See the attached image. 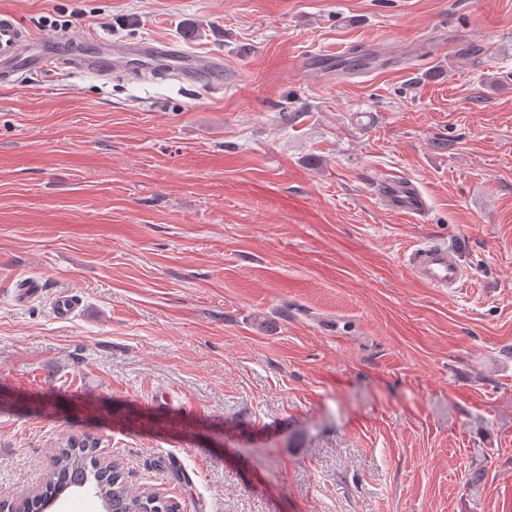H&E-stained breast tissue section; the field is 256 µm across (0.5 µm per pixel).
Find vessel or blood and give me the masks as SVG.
Wrapping results in <instances>:
<instances>
[{
    "label": "vessel or blood",
    "instance_id": "obj_1",
    "mask_svg": "<svg viewBox=\"0 0 512 512\" xmlns=\"http://www.w3.org/2000/svg\"><path fill=\"white\" fill-rule=\"evenodd\" d=\"M165 56L186 79L194 81L205 75L223 71L222 59L184 54L170 42L147 40L136 44H117L109 47L107 57L76 58L73 49L53 42H37L28 29L13 15L0 12V72L41 71L58 67L92 69L110 74L111 64L135 58L146 64L154 57ZM374 195L391 210L411 216L421 214L426 202L418 189L404 177H387L374 186ZM407 264L425 285L439 290L461 287L465 273L455 255L447 248L420 244L407 256Z\"/></svg>",
    "mask_w": 512,
    "mask_h": 512
}]
</instances>
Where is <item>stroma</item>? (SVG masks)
<instances>
[{
	"label": "stroma",
	"mask_w": 512,
	"mask_h": 512,
	"mask_svg": "<svg viewBox=\"0 0 512 512\" xmlns=\"http://www.w3.org/2000/svg\"><path fill=\"white\" fill-rule=\"evenodd\" d=\"M0 11L224 61L217 86L0 77V495L74 435L181 512H512V0ZM355 47L369 75L337 73ZM393 173L422 215L373 195ZM427 242L463 287L413 276Z\"/></svg>",
	"instance_id": "obj_1"
}]
</instances>
